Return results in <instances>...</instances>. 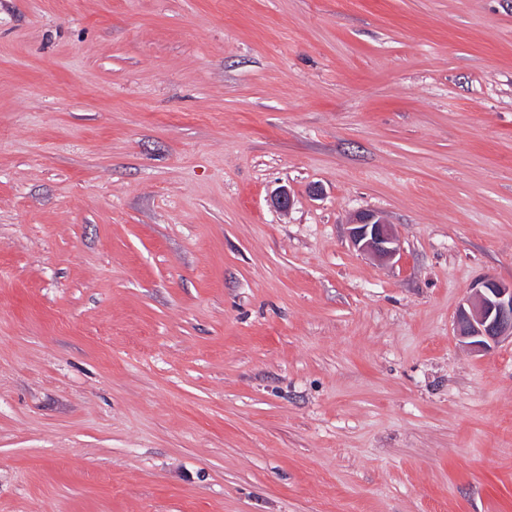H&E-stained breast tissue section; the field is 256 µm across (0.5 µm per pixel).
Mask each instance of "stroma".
<instances>
[{
	"label": "stroma",
	"mask_w": 512,
	"mask_h": 512,
	"mask_svg": "<svg viewBox=\"0 0 512 512\" xmlns=\"http://www.w3.org/2000/svg\"><path fill=\"white\" fill-rule=\"evenodd\" d=\"M486 277L512 0H0V512H512ZM349 225L353 247L380 260H392L400 254V244L392 225L377 213L359 212ZM475 288L473 298L458 311L456 329L470 347L484 351L512 339V283L486 278Z\"/></svg>",
	"instance_id": "stroma-1"
}]
</instances>
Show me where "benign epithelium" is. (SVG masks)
I'll list each match as a JSON object with an SVG mask.
<instances>
[{
  "instance_id": "benign-epithelium-1",
  "label": "benign epithelium",
  "mask_w": 512,
  "mask_h": 512,
  "mask_svg": "<svg viewBox=\"0 0 512 512\" xmlns=\"http://www.w3.org/2000/svg\"><path fill=\"white\" fill-rule=\"evenodd\" d=\"M349 239L353 247L380 260H392L400 254L392 225L375 212L363 211L354 217ZM456 329L458 336L477 351L512 339V283L493 278L478 283L473 298L458 311Z\"/></svg>"
}]
</instances>
